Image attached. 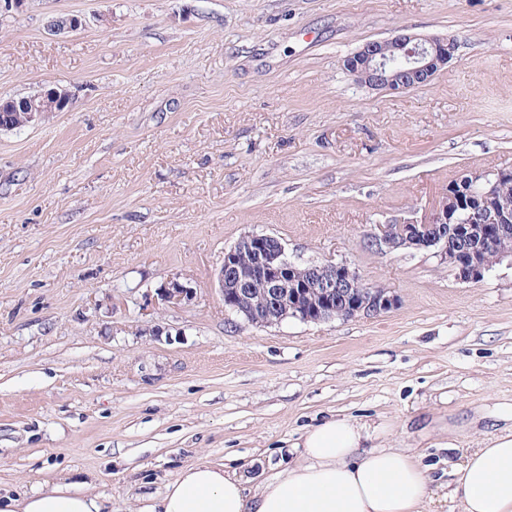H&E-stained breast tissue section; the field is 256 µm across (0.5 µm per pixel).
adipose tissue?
Segmentation results:
<instances>
[{"label":"adipose tissue","mask_w":512,"mask_h":512,"mask_svg":"<svg viewBox=\"0 0 512 512\" xmlns=\"http://www.w3.org/2000/svg\"><path fill=\"white\" fill-rule=\"evenodd\" d=\"M506 427L469 449L453 472L450 512H512V404ZM366 423L329 419L307 430L302 460L255 490L224 466L182 468L147 512H426L431 479L409 448L370 445ZM0 512H102L97 499L55 483L24 498L0 496Z\"/></svg>","instance_id":"1"}]
</instances>
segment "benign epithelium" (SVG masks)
<instances>
[{"mask_svg":"<svg viewBox=\"0 0 512 512\" xmlns=\"http://www.w3.org/2000/svg\"><path fill=\"white\" fill-rule=\"evenodd\" d=\"M457 50L451 38L424 37L402 29L385 39L365 42L346 57L343 66L360 85L373 90L402 93L429 83ZM70 95L52 90L28 100L27 124L33 125L48 107L64 110ZM512 178L507 168L462 173L448 183L428 217L380 224L372 244L385 251L436 250L448 261V225L456 223L463 200L475 201L471 226L478 243L455 257V273L462 282L482 280L495 266L512 264V248L502 245L512 233V198L502 185ZM255 261L249 263L246 257ZM224 312L245 322L266 327L288 318L321 323L336 318H376L399 303L387 288H373L346 264L322 263L307 267L290 261L281 240L268 234L246 232L224 250L217 272ZM192 296L191 288L174 279L161 289L160 299L180 304Z\"/></svg>","mask_w":512,"mask_h":512,"instance_id":"obj_1","label":"benign epithelium"}]
</instances>
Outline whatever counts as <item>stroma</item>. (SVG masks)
<instances>
[{
  "instance_id": "stroma-1",
  "label": "stroma",
  "mask_w": 512,
  "mask_h": 512,
  "mask_svg": "<svg viewBox=\"0 0 512 512\" xmlns=\"http://www.w3.org/2000/svg\"><path fill=\"white\" fill-rule=\"evenodd\" d=\"M403 28L456 41L431 82L346 74ZM52 89L64 111L0 131V494L65 482L143 512L183 466L227 459L253 488L336 416L417 449L448 512L451 465L512 403V266L463 283L370 240L461 173L512 167V0H0V97ZM246 232L399 303L225 314L216 273ZM173 278L191 300H160Z\"/></svg>"
}]
</instances>
